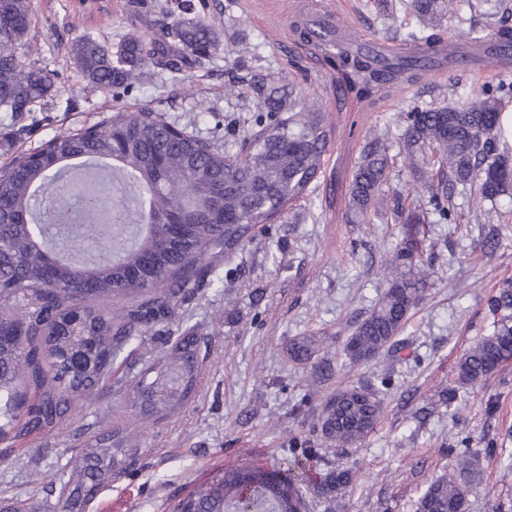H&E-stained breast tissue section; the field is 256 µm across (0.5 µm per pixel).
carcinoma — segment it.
Listing matches in <instances>:
<instances>
[{"label": "carcinoma", "mask_w": 512, "mask_h": 512, "mask_svg": "<svg viewBox=\"0 0 512 512\" xmlns=\"http://www.w3.org/2000/svg\"><path fill=\"white\" fill-rule=\"evenodd\" d=\"M486 0H400L418 30L408 44L442 45L445 16H458L490 39L512 46V6L482 11ZM174 25L180 46L161 38L131 35L112 47L87 36L72 58L92 88L128 89L150 66L183 71L203 64L217 49L211 26L190 17L193 0H178ZM0 112H29L51 95V74L25 63L13 44L32 25L30 0H0ZM480 35L453 46L478 60ZM348 89L369 105L394 89L421 81L424 66L396 55L383 63L369 52L341 50L326 57ZM258 102L242 121L249 128L238 152L169 122L157 112L117 109L111 117L77 133L57 134L0 172V440L21 439L64 424L69 414L103 389H114L128 406L159 423L195 394L200 378L198 337L188 328L174 344L137 372L121 370L152 325L174 321L194 291L221 281L219 260L247 241L259 224L279 218L312 192L329 141V114L316 101L301 110L263 78L253 81ZM512 81L481 83L465 104L414 102L401 113L402 146L409 167L424 176L419 209L391 198L394 222L405 225L401 245L382 261L384 291L369 313L345 336L341 356L351 367L391 352L420 300L422 243L415 224H458L457 189H477L478 204L490 208L483 220L502 219L499 197L512 192V125L506 108ZM106 160L119 176L96 183L94 193L112 202V221L55 225L46 208L70 207L58 178L72 158ZM390 145L379 136L368 142L352 173L348 211L352 223L366 224L389 191ZM187 225L179 244L168 224ZM158 263L134 276L145 256ZM115 306L107 308L106 303ZM496 314L512 311V286L488 302ZM320 337L298 336L288 343L293 365L318 359ZM512 360V322L497 321L491 335L474 343L459 366L456 383L475 386ZM389 386L385 377L336 391L320 406L317 427L338 447L363 441L376 427ZM139 460L137 429L118 425L89 443L73 467H63L52 484L65 512H85L100 485ZM470 449L458 448L452 471L433 480L418 498L416 512H466L461 477L473 471ZM310 462L304 455L260 467L244 458L216 469L194 486L173 512H309L304 486ZM353 480L349 469L324 473L313 484L331 512L341 507Z\"/></svg>", "instance_id": "cac0c4a2"}]
</instances>
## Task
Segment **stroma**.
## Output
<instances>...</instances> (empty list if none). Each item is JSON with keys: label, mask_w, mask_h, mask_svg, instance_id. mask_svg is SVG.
I'll use <instances>...</instances> for the list:
<instances>
[{"label": "stroma", "mask_w": 512, "mask_h": 512, "mask_svg": "<svg viewBox=\"0 0 512 512\" xmlns=\"http://www.w3.org/2000/svg\"><path fill=\"white\" fill-rule=\"evenodd\" d=\"M292 0H196L195 16L212 25L218 48L202 67L145 76L128 95L88 89L70 55L90 35L119 43L127 34L178 40L170 10L175 0H32L33 26L15 44L25 62L53 75L52 96L16 117L0 112V170L18 153L36 149L55 133L75 132L114 108H146L200 136L223 135L239 116L252 76L269 74L287 84L302 65L311 77L303 99L319 96L334 128L323 174L309 199L277 223L257 230L228 262L222 281L179 310L170 328H154L138 349L148 361L184 328L201 338V375L194 397L171 418L146 422L141 460L102 488L88 512H170L195 483L221 466L249 457L263 465L283 454L290 437L311 448V464L325 472L349 468L353 482L343 512H415L421 491L447 473L449 445L467 447L475 470L467 476V512H512V361L480 385L460 389L453 404L436 393L454 384L475 341L493 330L487 300L512 279V223L498 224L496 248L484 246L487 225L472 219L469 195L458 196L457 224H423L424 261L435 269L397 338L394 355L359 368L343 365L340 349L349 326L360 321L384 289L385 252L395 250L401 225L375 219L348 223L346 192L367 132L398 138V113L415 101L463 103L480 79L466 69L427 78L369 111L339 105L336 78L321 58L286 42ZM340 20L356 38L402 40L417 29L413 14L397 10L382 24L375 0H346ZM318 333L321 355L334 372L314 384L312 366L294 367L284 356L290 338ZM388 374L390 386L375 430L361 443L336 447L313 424L322 400L340 388ZM120 394H97L67 424L13 445L0 442V512L15 498L39 512H62L51 481L61 467L107 428L136 422Z\"/></svg>", "instance_id": "35a3bbf8"}]
</instances>
